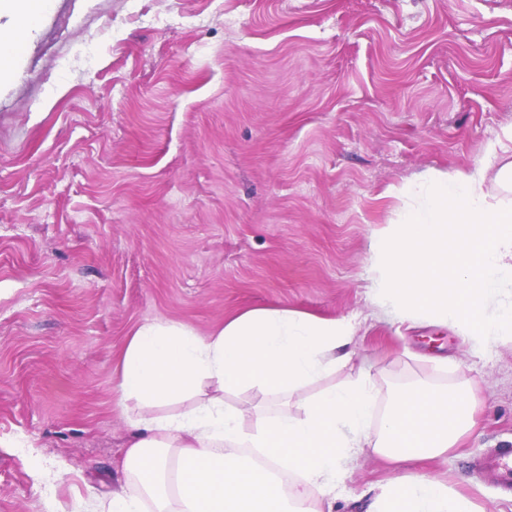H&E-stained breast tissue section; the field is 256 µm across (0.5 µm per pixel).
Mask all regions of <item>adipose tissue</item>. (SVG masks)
I'll use <instances>...</instances> for the list:
<instances>
[{
	"instance_id": "ef3b65f1",
	"label": "adipose tissue",
	"mask_w": 512,
	"mask_h": 512,
	"mask_svg": "<svg viewBox=\"0 0 512 512\" xmlns=\"http://www.w3.org/2000/svg\"><path fill=\"white\" fill-rule=\"evenodd\" d=\"M49 0H0V82L7 81L25 35ZM509 162H485L454 180L430 174L418 206L376 232L370 243L372 297L382 312L414 324L452 327L489 347L512 335V132L499 145ZM352 326L285 308H253L207 335L175 321L139 325L121 356L119 402H134L126 463L137 492L113 491L106 512H314L310 491L329 493L348 475L359 449L396 461L447 453L476 422L460 391L418 385L402 392L372 432L368 376L312 398L302 390L351 362ZM243 389L262 398L291 396L271 411L225 406ZM191 405L158 415L182 398ZM263 451L262 461L233 454ZM362 512H478L468 497L419 473L371 489Z\"/></svg>"
}]
</instances>
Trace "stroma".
I'll return each mask as SVG.
<instances>
[{
  "label": "stroma",
  "instance_id": "stroma-1",
  "mask_svg": "<svg viewBox=\"0 0 512 512\" xmlns=\"http://www.w3.org/2000/svg\"><path fill=\"white\" fill-rule=\"evenodd\" d=\"M97 43L98 64L79 54ZM512 129V0H52L0 83V512H56L123 478L115 385L133 330L205 335L252 308L354 327L358 375L464 390L478 429L431 461L361 449L336 512L427 472L512 512L485 456L512 444V339L382 316L369 244L427 171Z\"/></svg>",
  "mask_w": 512,
  "mask_h": 512
}]
</instances>
